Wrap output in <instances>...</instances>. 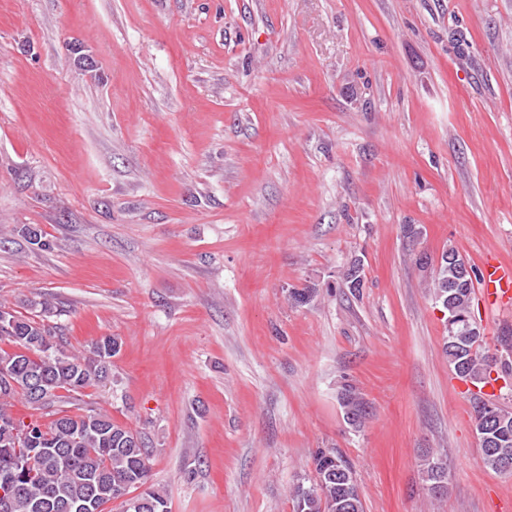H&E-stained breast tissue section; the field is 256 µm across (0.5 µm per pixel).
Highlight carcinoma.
Instances as JSON below:
<instances>
[{
    "label": "carcinoma",
    "instance_id": "1",
    "mask_svg": "<svg viewBox=\"0 0 512 512\" xmlns=\"http://www.w3.org/2000/svg\"><path fill=\"white\" fill-rule=\"evenodd\" d=\"M452 258L464 264L455 251L445 252L434 287L436 301L448 311L444 351L457 375L487 385L492 365L477 351L482 336L472 321L474 283L457 277ZM53 308L46 300L40 314L25 316L0 305V343L12 345L9 352L0 349V485L9 486L0 512H104L116 499L124 512H170L165 494L147 487L151 446L142 433L92 409L58 408L109 380L120 343L105 336L84 352L64 350L57 327L45 323ZM17 400L51 420L18 417ZM338 402L344 421L361 427L369 411L362 395L345 385ZM472 404L475 426L488 436L480 443L479 461L504 473L503 456H512V407L480 392L472 394ZM314 472L313 483L299 481L292 488L293 512H364L355 472L342 455L316 453ZM423 473L431 487L446 481L442 463L430 457ZM140 488L142 493L128 497Z\"/></svg>",
    "mask_w": 512,
    "mask_h": 512
}]
</instances>
